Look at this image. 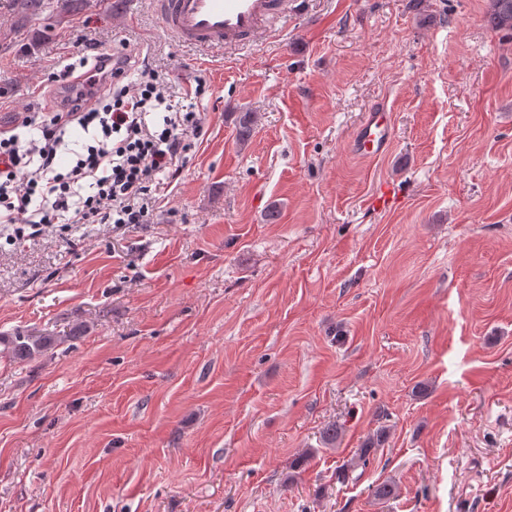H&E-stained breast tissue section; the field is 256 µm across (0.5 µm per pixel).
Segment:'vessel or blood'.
Masks as SVG:
<instances>
[{
  "instance_id": "1",
  "label": "vessel or blood",
  "mask_w": 512,
  "mask_h": 512,
  "mask_svg": "<svg viewBox=\"0 0 512 512\" xmlns=\"http://www.w3.org/2000/svg\"><path fill=\"white\" fill-rule=\"evenodd\" d=\"M162 23L180 43L226 50L263 39L274 20L294 9V0H155ZM393 127L384 106H373L350 137L352 153L364 158L385 155Z\"/></svg>"
}]
</instances>
